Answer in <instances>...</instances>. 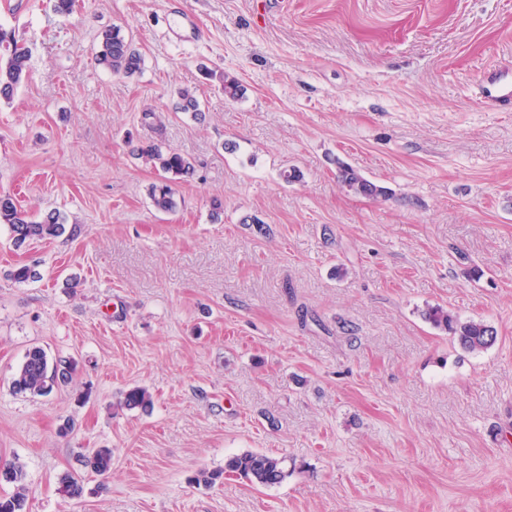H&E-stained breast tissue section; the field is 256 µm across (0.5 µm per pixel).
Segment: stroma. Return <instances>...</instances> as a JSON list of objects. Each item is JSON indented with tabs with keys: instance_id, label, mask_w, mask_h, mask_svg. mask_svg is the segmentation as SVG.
Listing matches in <instances>:
<instances>
[{
	"instance_id": "obj_1",
	"label": "stroma",
	"mask_w": 512,
	"mask_h": 512,
	"mask_svg": "<svg viewBox=\"0 0 512 512\" xmlns=\"http://www.w3.org/2000/svg\"><path fill=\"white\" fill-rule=\"evenodd\" d=\"M112 26L133 76L95 60ZM0 27L31 49L0 193L65 224L20 248L0 224V460L28 512H512V112L479 100L512 0H0ZM137 142L194 164L173 211ZM431 307L495 344L465 352ZM34 345L73 383L13 393ZM135 386L150 409L121 406ZM97 448L111 471L68 497ZM246 451L286 480L195 483ZM342 182L355 193L366 197H383L388 191L385 187L364 178L357 171L351 168H345L341 171Z\"/></svg>"
}]
</instances>
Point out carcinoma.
I'll return each instance as SVG.
<instances>
[{
    "label": "carcinoma",
    "instance_id": "obj_1",
    "mask_svg": "<svg viewBox=\"0 0 512 512\" xmlns=\"http://www.w3.org/2000/svg\"><path fill=\"white\" fill-rule=\"evenodd\" d=\"M31 56L30 48L15 34L0 28V101H9L20 83L26 78ZM96 61L116 75L132 76L140 71L142 56L118 27L100 33L99 50ZM177 109L190 112L197 120L202 119L198 99L189 91L179 92ZM133 155L154 168L159 181L151 186L150 197L155 209L168 212L176 207L173 185L193 175L191 162L181 153L165 149L159 144L142 143L132 148ZM342 182L357 194L366 197H383L387 189L360 175L351 168L341 171ZM0 224L9 226L13 244L20 248L32 241L54 238L65 232L63 218L57 212H49L39 220H32L18 210L10 194H0ZM41 273L35 265L22 264L12 271V279L17 283L37 281ZM425 318L435 327L454 336L460 347L468 353H479L490 348L497 339L493 327L481 320L462 321L448 311L430 308ZM74 368L71 363L60 360L50 364L47 354L40 347L27 350L13 380L15 393L46 395L53 387L68 385L73 381ZM123 404L129 409L146 410L152 404L151 395L141 387H133L124 394ZM81 466L93 473L104 474L112 468V449L98 448L81 456ZM235 475L252 484L263 487L281 485L288 477L284 459L274 454L244 452L229 458L224 468L203 472L196 482L212 485L224 478ZM26 473L16 463H0V482L15 485L10 496L0 495V512H25L27 499ZM64 492L72 498H80L84 493L83 480L78 473H67L61 478Z\"/></svg>",
    "mask_w": 512,
    "mask_h": 512
}]
</instances>
